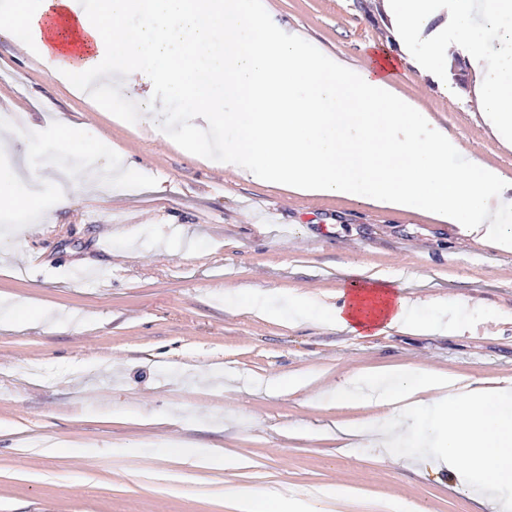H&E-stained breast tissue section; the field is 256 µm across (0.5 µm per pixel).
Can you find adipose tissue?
I'll return each mask as SVG.
<instances>
[{"mask_svg":"<svg viewBox=\"0 0 512 512\" xmlns=\"http://www.w3.org/2000/svg\"><path fill=\"white\" fill-rule=\"evenodd\" d=\"M13 27L34 31L27 51L74 93L99 82L108 101L126 100L136 73L199 110L180 146L210 165L302 195L361 199L482 229L512 252V182L477 160L430 114L401 97L385 67L344 65L272 25L251 0H10ZM448 37L432 57L462 64L465 94L504 141L512 140V0H447ZM498 37L475 40L479 30ZM233 110H226V103ZM223 130L206 139L202 124ZM336 306L300 294L287 311L261 293L228 288L226 306L267 321L317 322L358 336L394 329L451 336L466 320L458 300H414L379 273L349 272ZM363 408L333 422L337 440L391 448L398 435L431 448L430 466L512 512V387L416 365L361 369L330 392ZM236 512H326L347 503L341 488L301 498L239 490Z\"/></svg>","mask_w":512,"mask_h":512,"instance_id":"obj_1","label":"adipose tissue"}]
</instances>
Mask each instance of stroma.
<instances>
[{"label":"stroma","mask_w":512,"mask_h":512,"mask_svg":"<svg viewBox=\"0 0 512 512\" xmlns=\"http://www.w3.org/2000/svg\"><path fill=\"white\" fill-rule=\"evenodd\" d=\"M261 6L352 66L377 47L402 59L426 43L411 31L395 38L383 11L357 0ZM7 23L0 11V106L29 113L39 133L0 151V169L27 172L17 194L36 197L41 221L28 227L0 210V225L19 227L0 240V293L30 309L78 310L87 322L53 332L19 317L0 323V512H232L229 489L301 497L336 485L352 488L366 512L387 498L424 512H495L415 448L340 447L328 426L360 412L323 396L349 371L402 364L512 382V253L420 213L302 197L213 168L176 146L183 101L138 87L158 137L138 120L113 121L117 104L73 96L25 56ZM447 87L443 67L423 79L403 63L395 78L402 97L512 178V147ZM62 118L126 154L146 185L80 191L56 209L59 169L84 164L55 149ZM358 265L386 274L402 294L464 301L467 326L453 336L362 338L224 305L225 288L251 287L281 309L303 292L333 306L344 271ZM294 374L312 381L291 393L263 385ZM46 437L64 451L39 448ZM172 439L217 446L244 465L218 472L171 461Z\"/></svg>","instance_id":"stroma-1"}]
</instances>
